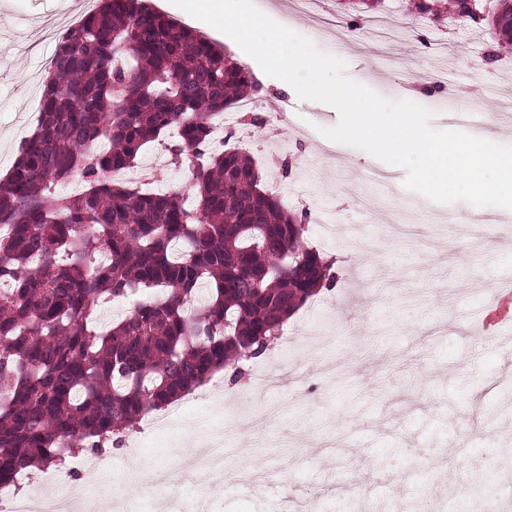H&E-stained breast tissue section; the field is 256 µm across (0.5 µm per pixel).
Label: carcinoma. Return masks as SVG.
<instances>
[{
  "instance_id": "1",
  "label": "carcinoma",
  "mask_w": 512,
  "mask_h": 512,
  "mask_svg": "<svg viewBox=\"0 0 512 512\" xmlns=\"http://www.w3.org/2000/svg\"><path fill=\"white\" fill-rule=\"evenodd\" d=\"M512 43V0L487 13ZM257 90L248 69L145 0H101L58 40L34 130L0 180V484L118 444L215 371L262 356L331 285L306 210L262 183L212 119ZM107 139V146L96 148ZM159 143L193 204L120 178ZM79 175L84 188L56 187ZM109 254L103 264L98 254ZM154 292L106 330L100 303Z\"/></svg>"
}]
</instances>
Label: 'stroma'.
<instances>
[{"label":"stroma","instance_id":"stroma-1","mask_svg":"<svg viewBox=\"0 0 512 512\" xmlns=\"http://www.w3.org/2000/svg\"><path fill=\"white\" fill-rule=\"evenodd\" d=\"M83 0H0V177L28 134L29 91L56 51L38 38L51 16L79 12ZM157 11L205 35L258 80L259 126L249 151L264 182L292 209H307L304 244L335 257L336 282L301 307L276 347L245 374L229 372L181 399L182 411L153 434L130 432L101 459L129 512H155L134 470H173L188 439L205 452L210 436L255 402L287 403L280 418L232 452L219 496L183 480L177 502L197 512H506L512 506V341L483 329L472 313L494 306L512 283V223L485 224L499 207L439 204L407 190L404 168L348 145L327 153L319 127L339 115L304 101L263 73L225 33L171 0ZM277 23L346 64L347 75L391 100L429 108L435 130L488 135L512 145V52L493 30L447 13L418 16L382 0L372 14L340 0L295 12L292 0H255ZM400 29L392 43L368 40L366 17ZM475 112L473 122L451 115Z\"/></svg>","mask_w":512,"mask_h":512}]
</instances>
